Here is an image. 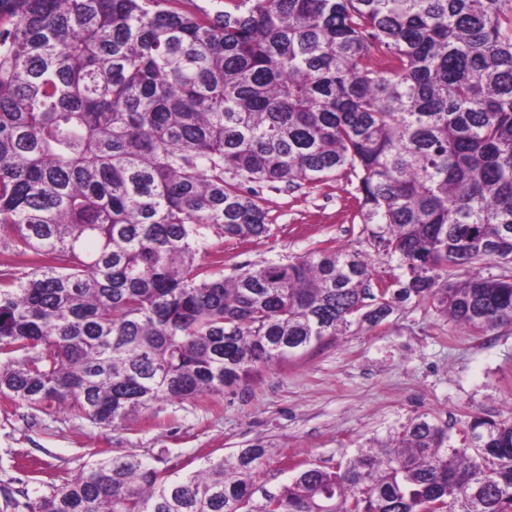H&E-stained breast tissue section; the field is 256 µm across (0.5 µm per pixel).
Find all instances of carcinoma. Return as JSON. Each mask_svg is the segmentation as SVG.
Here are the masks:
<instances>
[{
	"label": "carcinoma",
	"mask_w": 512,
	"mask_h": 512,
	"mask_svg": "<svg viewBox=\"0 0 512 512\" xmlns=\"http://www.w3.org/2000/svg\"><path fill=\"white\" fill-rule=\"evenodd\" d=\"M0 0V395L105 427L220 395L412 297L512 325V0ZM358 180L406 286L356 252L200 271L271 235L247 183ZM465 272L451 282L448 271ZM418 416L334 469L259 486L267 448L181 474L93 460L27 512H512V424Z\"/></svg>",
	"instance_id": "obj_1"
}]
</instances>
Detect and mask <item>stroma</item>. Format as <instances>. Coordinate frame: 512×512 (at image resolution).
<instances>
[{
  "mask_svg": "<svg viewBox=\"0 0 512 512\" xmlns=\"http://www.w3.org/2000/svg\"><path fill=\"white\" fill-rule=\"evenodd\" d=\"M355 188L343 176L294 188L256 185L271 236L207 237L196 264L211 268L219 255L229 274L246 263H286L343 247L368 262L373 282L397 280L403 271L381 241L385 227L363 222ZM419 415L454 436L473 416L512 423V328L468 332L411 299L382 323L352 327L305 355L260 368L223 394L164 399L115 429L64 405L32 408L0 395V494L11 492L16 512H26V495L76 475L96 454L133 452L179 469L258 441L268 455L255 481L273 489L288 480L291 464L336 466L343 453Z\"/></svg>",
  "mask_w": 512,
  "mask_h": 512,
  "instance_id": "35a3bbf8",
  "label": "stroma"
}]
</instances>
